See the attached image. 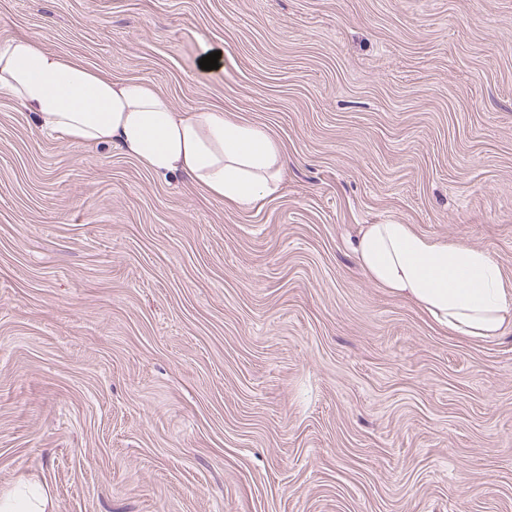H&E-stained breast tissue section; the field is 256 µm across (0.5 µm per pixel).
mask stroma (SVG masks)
<instances>
[{
	"label": "stroma",
	"instance_id": "1",
	"mask_svg": "<svg viewBox=\"0 0 512 512\" xmlns=\"http://www.w3.org/2000/svg\"><path fill=\"white\" fill-rule=\"evenodd\" d=\"M12 36L267 127L285 166L241 209L0 98V490L512 512V325L450 335L349 247L408 224L512 289V0H0Z\"/></svg>",
	"mask_w": 512,
	"mask_h": 512
}]
</instances>
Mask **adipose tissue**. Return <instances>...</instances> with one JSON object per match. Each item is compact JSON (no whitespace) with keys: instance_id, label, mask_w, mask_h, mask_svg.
<instances>
[{"instance_id":"adipose-tissue-1","label":"adipose tissue","mask_w":512,"mask_h":512,"mask_svg":"<svg viewBox=\"0 0 512 512\" xmlns=\"http://www.w3.org/2000/svg\"><path fill=\"white\" fill-rule=\"evenodd\" d=\"M0 96L30 112L38 131L112 146L155 173L188 177L212 199L249 208L279 189L282 147L268 129L231 122L216 107L178 111L149 83L112 80L29 38L0 42ZM353 251L377 287L414 302L452 335L492 338L512 324V291L485 250L385 223L364 225ZM0 512L57 506L46 486L24 481L0 493Z\"/></svg>"}]
</instances>
